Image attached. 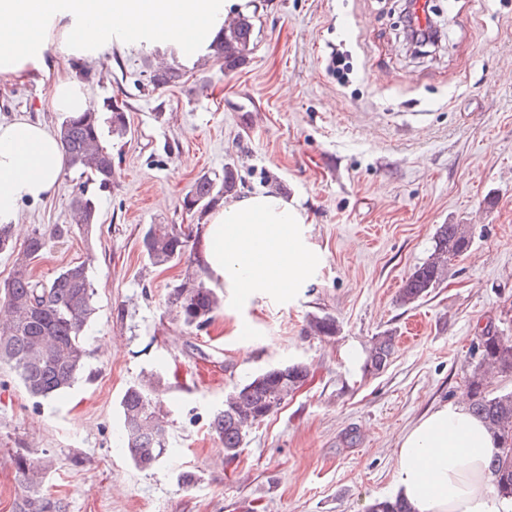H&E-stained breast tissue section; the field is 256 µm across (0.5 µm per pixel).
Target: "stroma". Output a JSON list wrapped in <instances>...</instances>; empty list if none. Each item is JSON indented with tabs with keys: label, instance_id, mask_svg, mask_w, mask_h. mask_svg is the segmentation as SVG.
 I'll list each match as a JSON object with an SVG mask.
<instances>
[{
	"label": "stroma",
	"instance_id": "35a3bbf8",
	"mask_svg": "<svg viewBox=\"0 0 512 512\" xmlns=\"http://www.w3.org/2000/svg\"><path fill=\"white\" fill-rule=\"evenodd\" d=\"M440 40L411 55L392 0H252L254 50L226 73L187 67L147 91L139 43L94 59L56 47L49 78L0 76V121L57 128L54 77L84 79L94 108L120 102L130 124L105 135L111 187L67 168L59 191L23 203L26 228L70 223L71 200L95 197L91 234L50 240L41 280L90 260L96 313L86 328L90 380L62 400L30 398L0 366V512L19 494L12 459L51 460L46 479L68 512H367L392 497L395 450L426 412L466 390L481 330L512 332V0H434ZM344 52L352 73L329 68ZM235 167L239 195L275 191L309 223L313 269L302 287L245 302L225 298L202 330L167 304L185 264L154 267L150 224H191L182 200L204 173ZM465 224L470 249L423 300L398 291L433 251L438 225ZM335 318V335L307 332ZM395 335L385 368L345 361L354 345ZM301 362L309 374L226 460L209 428L225 394L260 370ZM156 373L169 454L146 470L121 447L118 402ZM193 486L177 482L180 472Z\"/></svg>",
	"mask_w": 512,
	"mask_h": 512
}]
</instances>
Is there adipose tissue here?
<instances>
[{
	"label": "adipose tissue",
	"mask_w": 512,
	"mask_h": 512,
	"mask_svg": "<svg viewBox=\"0 0 512 512\" xmlns=\"http://www.w3.org/2000/svg\"><path fill=\"white\" fill-rule=\"evenodd\" d=\"M249 0H0V75L39 80L50 74V49L67 47L89 58L135 31L179 47L187 62L204 55L230 11ZM53 111L92 107L84 84L56 80ZM55 132L24 117L0 122V224L20 227L22 203L57 193L67 166ZM307 217L294 201L255 192L214 209L203 242L210 281L236 296L298 288L308 279L311 255L303 237ZM498 451L467 396L437 406L401 438L394 489L412 512H512V502L489 491L488 460Z\"/></svg>",
	"instance_id": "adipose-tissue-1"
}]
</instances>
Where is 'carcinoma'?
<instances>
[{
    "label": "carcinoma",
    "mask_w": 512,
    "mask_h": 512,
    "mask_svg": "<svg viewBox=\"0 0 512 512\" xmlns=\"http://www.w3.org/2000/svg\"><path fill=\"white\" fill-rule=\"evenodd\" d=\"M253 34L251 17H238L231 26L219 31L211 44V58L226 71L237 69L252 50ZM182 77L179 67L158 69L150 86L154 90L168 87ZM105 123L118 137L128 132L126 112L117 104L106 118L92 109L64 117L57 129L71 167L101 187L112 184V153L101 143ZM237 187L238 174L229 165L220 174L204 173L197 177L184 197L192 203L197 223L148 225L140 240L148 263L159 267L187 257L198 261L194 254L208 214L234 194ZM72 209L78 229L87 233L97 224V202L92 197L79 194L72 200ZM69 232L70 228L58 225L48 232L34 228L22 246V257L0 283V305L12 313L10 321L0 326V365L13 370L27 394L40 400L67 392L87 371L85 330L96 311L90 260L68 265L46 282L36 279L30 270L32 260L41 256L49 237L62 238ZM470 246L467 225H439L431 257L416 267L400 288V303L412 304L438 287L446 277L451 259ZM167 302L186 327L199 330L212 319L222 299L202 279L188 275L171 288ZM309 330L317 336H331L336 333V321L327 315L314 316L309 321ZM482 333L477 367L468 380L471 409L485 421L499 444V453L489 465L494 493L512 499V392L495 394L483 382L489 371L512 372V336L492 325L485 326ZM393 351V336L376 337L367 365L374 371L384 368ZM308 373L306 364L297 362L264 369L233 388L210 422V431L223 445L226 458L239 455L249 430L273 413ZM119 411L122 447L132 464L147 469L160 462L168 453V432L160 419L161 409L154 401L151 382L128 386L120 397ZM13 464L22 489L15 512H67L63 498L44 490L47 465L24 450L15 452ZM368 512L410 509L396 497L373 501Z\"/></svg>",
    "instance_id": "obj_1"
}]
</instances>
